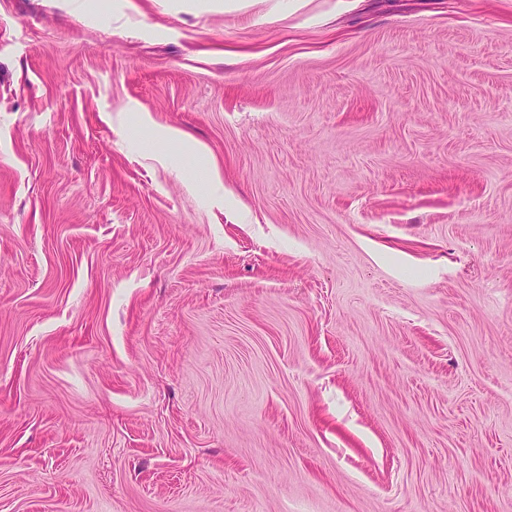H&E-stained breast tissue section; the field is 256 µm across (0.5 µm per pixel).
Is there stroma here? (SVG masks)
Returning <instances> with one entry per match:
<instances>
[{
  "label": "stroma",
  "mask_w": 512,
  "mask_h": 512,
  "mask_svg": "<svg viewBox=\"0 0 512 512\" xmlns=\"http://www.w3.org/2000/svg\"><path fill=\"white\" fill-rule=\"evenodd\" d=\"M0 512H512V0H0Z\"/></svg>",
  "instance_id": "35a3bbf8"
}]
</instances>
